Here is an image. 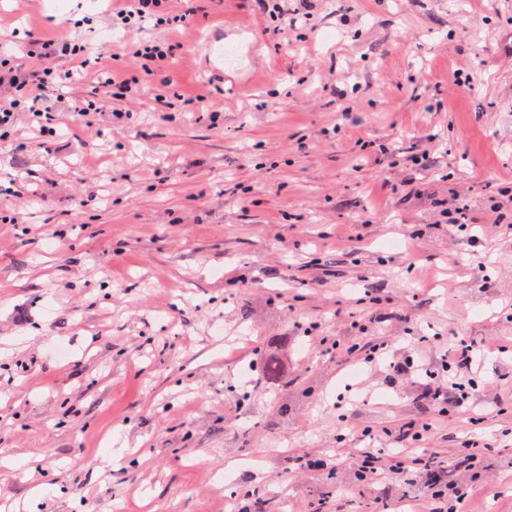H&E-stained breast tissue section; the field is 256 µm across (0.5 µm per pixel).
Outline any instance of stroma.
<instances>
[{"label": "stroma", "instance_id": "35a3bbf8", "mask_svg": "<svg viewBox=\"0 0 512 512\" xmlns=\"http://www.w3.org/2000/svg\"><path fill=\"white\" fill-rule=\"evenodd\" d=\"M197 8L170 71L207 107L81 116L72 79L53 148L0 139L32 192L0 222V512H425L420 483L349 492L354 449L424 421L449 474L487 446L463 512H512V0H312L286 36L252 0ZM111 11L0 0V47L107 62L139 38ZM227 25L257 78L206 71ZM462 339L483 392L445 416L364 361L437 371Z\"/></svg>", "mask_w": 512, "mask_h": 512}]
</instances>
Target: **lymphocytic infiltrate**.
<instances>
[{
    "label": "lymphocytic infiltrate",
    "mask_w": 512,
    "mask_h": 512,
    "mask_svg": "<svg viewBox=\"0 0 512 512\" xmlns=\"http://www.w3.org/2000/svg\"><path fill=\"white\" fill-rule=\"evenodd\" d=\"M112 12L126 27H143L152 23L153 35L141 38L132 56L140 63V74L124 71L119 65L105 63L93 70L92 88L81 109L101 111L104 101L127 103L139 99L141 78H148L156 87L155 100L160 107H168V89L172 84L170 63L184 49L183 43L171 40L170 30L190 25L194 13L185 9L170 13L164 0H113ZM31 57L39 67L15 68L0 64V128L15 129L19 122L37 124L40 132L50 131L55 118L51 103L55 92L72 76L74 68H87L89 61L84 50L64 37L39 39L33 42ZM479 391L476 381L447 382L442 374L428 373L421 395L439 411L465 405ZM430 423L404 436L407 448L389 452L382 448H360L355 454L357 478L371 483L400 480L406 483L424 482L430 489L429 512H459L464 494L456 482L442 480L444 465L435 452L416 453L414 446Z\"/></svg>",
    "instance_id": "lymphocytic-infiltrate-1"
}]
</instances>
